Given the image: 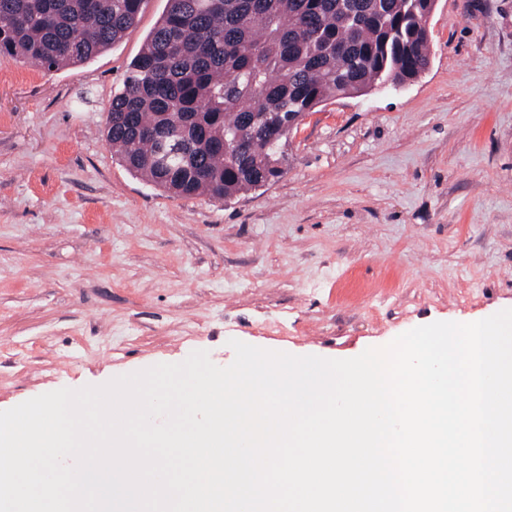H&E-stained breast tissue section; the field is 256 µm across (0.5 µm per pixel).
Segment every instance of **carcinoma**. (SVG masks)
<instances>
[{"label":"carcinoma","mask_w":512,"mask_h":512,"mask_svg":"<svg viewBox=\"0 0 512 512\" xmlns=\"http://www.w3.org/2000/svg\"><path fill=\"white\" fill-rule=\"evenodd\" d=\"M144 0H0V55L85 63ZM434 0H166L107 110L128 169L176 196L229 200L283 173L309 112L418 77Z\"/></svg>","instance_id":"cac0c4a2"}]
</instances>
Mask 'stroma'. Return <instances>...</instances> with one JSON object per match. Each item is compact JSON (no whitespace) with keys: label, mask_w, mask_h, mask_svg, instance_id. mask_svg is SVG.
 Masks as SVG:
<instances>
[{"label":"stroma","mask_w":512,"mask_h":512,"mask_svg":"<svg viewBox=\"0 0 512 512\" xmlns=\"http://www.w3.org/2000/svg\"><path fill=\"white\" fill-rule=\"evenodd\" d=\"M165 0L101 55L0 56V411L230 340L350 359L512 307V0H438L430 64L327 101L229 201L131 173L104 116Z\"/></svg>","instance_id":"stroma-1"}]
</instances>
